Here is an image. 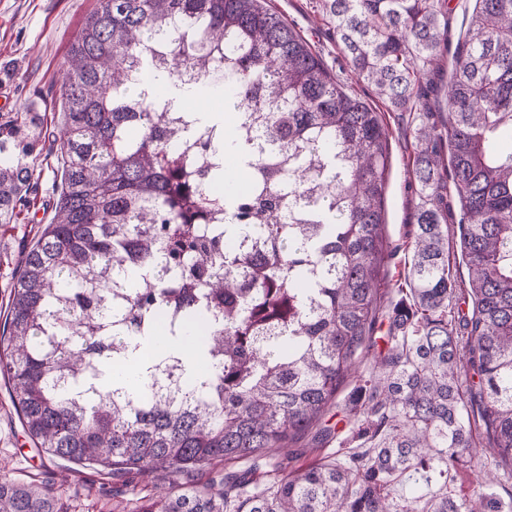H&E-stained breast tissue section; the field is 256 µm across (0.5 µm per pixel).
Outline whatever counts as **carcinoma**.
I'll list each match as a JSON object with an SVG mask.
<instances>
[{
  "instance_id": "cac0c4a2",
  "label": "carcinoma",
  "mask_w": 512,
  "mask_h": 512,
  "mask_svg": "<svg viewBox=\"0 0 512 512\" xmlns=\"http://www.w3.org/2000/svg\"><path fill=\"white\" fill-rule=\"evenodd\" d=\"M362 82L418 113L412 258L354 402L362 451L286 472L375 345L389 132L295 25L263 0H97L73 36L57 135L33 105L0 115V223L30 207L32 155L56 156L49 224L22 249L0 329V376L30 438L76 464L181 473L263 457L219 485L169 488L141 512H512L448 493L512 464V0H474L456 44L448 0H318ZM451 57L450 120L415 92ZM460 200L463 302L448 267ZM467 309H462V306ZM145 336L148 378L197 340L210 370L180 398L100 387ZM476 381L463 388L460 364ZM493 431L473 448L472 425ZM416 475L419 491L390 486ZM442 491L424 492L432 481ZM0 512H60L45 486L0 482Z\"/></svg>"
}]
</instances>
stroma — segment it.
Segmentation results:
<instances>
[{"label":"stroma","mask_w":512,"mask_h":512,"mask_svg":"<svg viewBox=\"0 0 512 512\" xmlns=\"http://www.w3.org/2000/svg\"><path fill=\"white\" fill-rule=\"evenodd\" d=\"M318 0H265L320 54L348 91L379 112L390 131V164L385 195L384 231L401 250L385 267V280L398 279L411 256L415 229V194L409 169L413 160V132L406 117L386 111L371 86L358 81L336 47V34L316 8ZM95 6V0H0V114L22 108L34 97L59 96L61 71L71 37ZM55 158H37L40 174L36 195L24 220L0 224V323L4 322L13 273L23 246L32 244L48 224L56 200L51 190ZM215 473L204 468L182 475L159 471L136 475L74 464L36 447L26 433L0 379V480L34 482L50 488L61 512H140L160 488L172 484L202 486Z\"/></svg>","instance_id":"35a3bbf8"}]
</instances>
